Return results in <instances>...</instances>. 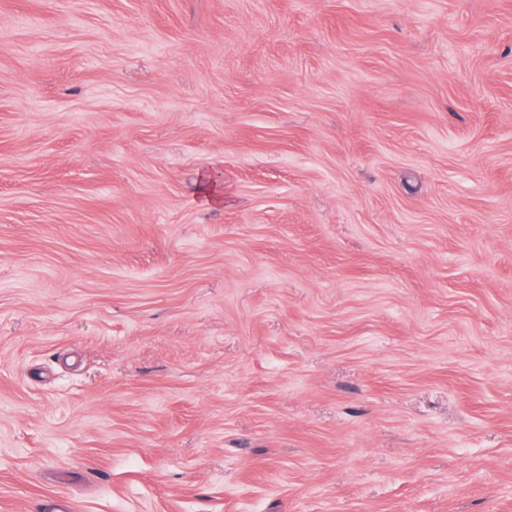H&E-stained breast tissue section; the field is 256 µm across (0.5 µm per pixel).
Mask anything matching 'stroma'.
I'll return each mask as SVG.
<instances>
[{
	"mask_svg": "<svg viewBox=\"0 0 512 512\" xmlns=\"http://www.w3.org/2000/svg\"><path fill=\"white\" fill-rule=\"evenodd\" d=\"M48 497L512 512V0H0V512Z\"/></svg>",
	"mask_w": 512,
	"mask_h": 512,
	"instance_id": "35a3bbf8",
	"label": "stroma"
}]
</instances>
